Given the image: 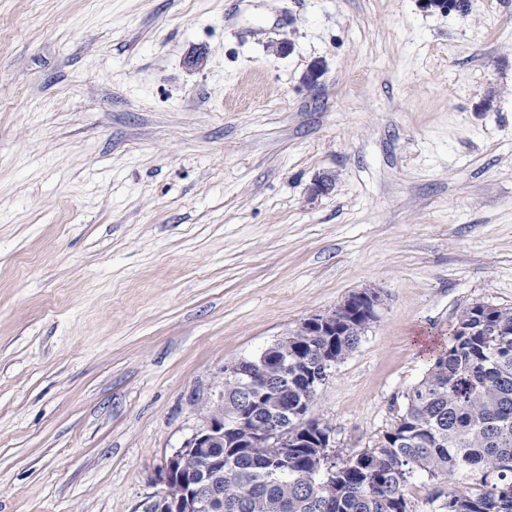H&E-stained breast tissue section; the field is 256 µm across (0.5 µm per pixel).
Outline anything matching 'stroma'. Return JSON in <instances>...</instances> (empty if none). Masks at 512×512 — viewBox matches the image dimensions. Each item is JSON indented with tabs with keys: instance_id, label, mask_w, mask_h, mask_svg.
<instances>
[{
	"instance_id": "1",
	"label": "stroma",
	"mask_w": 512,
	"mask_h": 512,
	"mask_svg": "<svg viewBox=\"0 0 512 512\" xmlns=\"http://www.w3.org/2000/svg\"><path fill=\"white\" fill-rule=\"evenodd\" d=\"M366 289L344 457L512 307V0H0V512H146L225 365Z\"/></svg>"
}]
</instances>
